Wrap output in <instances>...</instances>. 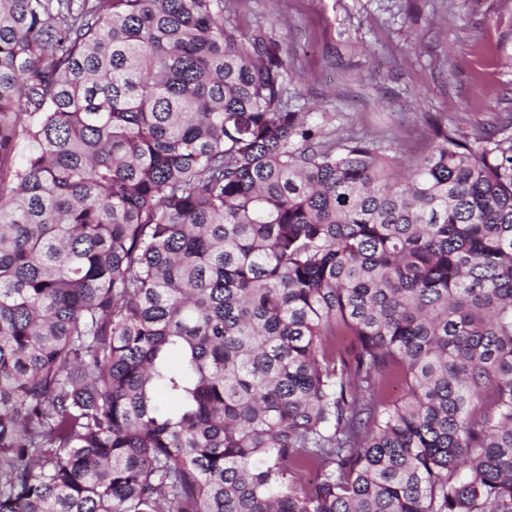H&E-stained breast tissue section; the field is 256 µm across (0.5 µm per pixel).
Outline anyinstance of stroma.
Listing matches in <instances>:
<instances>
[{
  "mask_svg": "<svg viewBox=\"0 0 512 512\" xmlns=\"http://www.w3.org/2000/svg\"><path fill=\"white\" fill-rule=\"evenodd\" d=\"M225 19L277 40L290 106L337 138L409 155L434 124L512 119V0H234Z\"/></svg>",
  "mask_w": 512,
  "mask_h": 512,
  "instance_id": "obj_1",
  "label": "stroma"
}]
</instances>
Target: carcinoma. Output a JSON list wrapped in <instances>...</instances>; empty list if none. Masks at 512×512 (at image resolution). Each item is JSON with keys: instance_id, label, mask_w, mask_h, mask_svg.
Returning <instances> with one entry per match:
<instances>
[{"instance_id": "obj_1", "label": "carcinoma", "mask_w": 512, "mask_h": 512, "mask_svg": "<svg viewBox=\"0 0 512 512\" xmlns=\"http://www.w3.org/2000/svg\"><path fill=\"white\" fill-rule=\"evenodd\" d=\"M227 8L0 0V512H512V121L338 144Z\"/></svg>"}]
</instances>
